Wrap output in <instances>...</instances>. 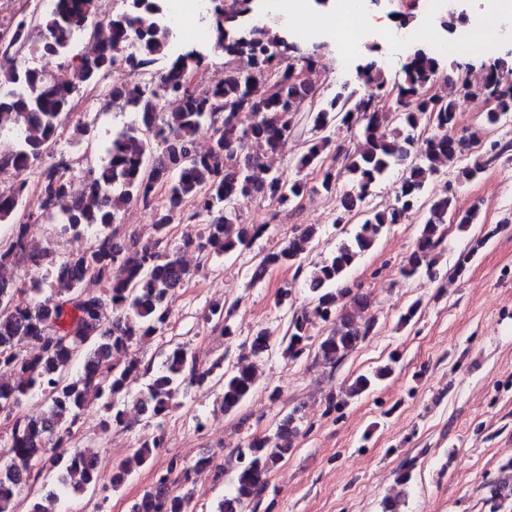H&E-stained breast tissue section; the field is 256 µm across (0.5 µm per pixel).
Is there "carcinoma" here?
<instances>
[{"instance_id":"carcinoma-1","label":"carcinoma","mask_w":512,"mask_h":512,"mask_svg":"<svg viewBox=\"0 0 512 512\" xmlns=\"http://www.w3.org/2000/svg\"><path fill=\"white\" fill-rule=\"evenodd\" d=\"M87 0H55L52 10L39 19L18 14L12 27L0 33L7 46L0 50V137L11 135L10 148L0 151V173L32 169L38 176L42 217L58 224L63 234H91L88 250L52 258L28 236L20 219L25 183L0 189V224L11 227V242L0 250V266L23 264L34 272L27 288L0 282V370L14 375L0 382V412L6 411L9 432L3 447L9 457L0 467V512H57L65 494L98 489L101 477L91 463L92 448H73L74 428L94 393L104 411L102 428L128 426L125 397L132 383L141 382L136 404L143 415L162 418L174 401L189 395L194 386L216 382L224 412L238 409L259 386L256 361L272 350L267 329L249 337L247 353L233 367L224 360L203 366L184 343L173 342L160 353V361L144 362L126 357L133 344L162 334L172 316L170 299L191 276L182 251L193 247L206 258L239 255L265 232V226L246 224L236 211V201L257 194L280 207L292 206L308 191L302 178L286 179L278 171L256 170L279 153L293 138L297 116L306 112L312 138L305 142L297 166L303 171L320 168V189L339 195L334 224L360 221L336 249L314 267L309 291L311 310L292 311L283 354L296 360L306 354L314 320L325 332L318 337L315 356L335 366L370 335L374 323L363 319L368 296L347 282L349 270L379 241L385 230L410 214L423 212V224L414 250L400 268L409 279L418 274L437 278L438 247L447 236L448 214L462 230L477 223L475 210L454 207L457 187L470 182L492 163L512 152V140L489 139L501 121L512 115V82L502 61L482 65L481 84L462 77H448L435 90L442 59L423 43L415 45L401 69V78L387 88L383 71L371 57L356 71L359 87L343 85L336 94L315 102L316 90L293 80L294 69L312 70L316 54L287 51L289 40L283 24L271 18L251 38L236 37V15L223 16L222 0H212L203 17L211 45L224 51V81L190 94L184 75L201 70L207 53L187 47L172 56L168 48L176 33L164 21L165 0H144L102 21L109 36L91 52L76 50L75 37L88 33L91 18ZM38 41L32 52L42 60L67 67L68 80L60 82L42 64H19L16 58L28 47L31 31ZM135 50L120 58L114 50L128 41ZM149 82L112 84L104 107L134 111L132 122L112 131L99 143L100 158L80 170L83 191L70 193V161L52 153V144L71 120L77 95L95 87L116 67ZM493 96L500 111L487 112L483 127L460 135L457 116L460 101ZM360 127L354 148L334 146L330 135L336 123ZM211 131L208 148H197V134ZM478 148L475 158L461 166V145ZM344 154L340 169L323 167L324 156ZM401 170L393 201L371 207L373 188L393 170ZM454 172L446 193L424 201L430 179L442 170ZM345 186H340L341 178ZM167 186L165 204L155 199V189ZM130 204L155 211V238L147 244L115 241L113 226ZM190 206L192 216L205 225L178 246L171 245V214ZM317 234L311 225L296 229L277 251L265 255L254 267L250 282L261 281L268 268L288 266L301 271ZM103 285L94 293L85 278ZM112 317L106 316V310ZM207 320L221 333L234 337L224 304L213 303ZM31 345L20 350L22 343ZM397 359L357 375L344 390L359 396L395 371ZM44 397L45 414L18 412L33 395ZM295 412L283 417L270 435L253 437L237 448L236 463L224 497L215 512H241L254 505L267 476L293 452L299 434ZM164 447L161 435L144 441L117 468L110 481L118 490L128 479L151 465ZM213 473L218 484L226 468L213 466L203 456L191 466L172 458L154 473L153 483L132 507V512H190L192 495L178 489L190 473Z\"/></svg>"}]
</instances>
